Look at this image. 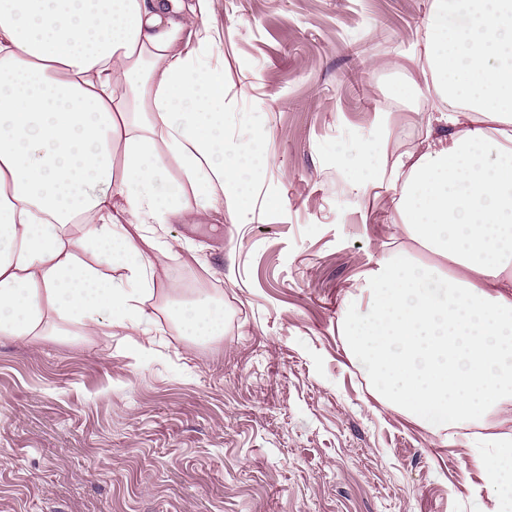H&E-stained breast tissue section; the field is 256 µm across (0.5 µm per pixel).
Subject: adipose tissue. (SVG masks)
Listing matches in <instances>:
<instances>
[{"mask_svg":"<svg viewBox=\"0 0 512 512\" xmlns=\"http://www.w3.org/2000/svg\"><path fill=\"white\" fill-rule=\"evenodd\" d=\"M210 3L185 23L181 0H0V333L149 334L155 241L128 225L170 223L188 189L203 213L250 207L261 136L224 146ZM422 54L448 136L398 160L394 222L434 260L384 255L345 343L381 398L440 433L512 402V0H432ZM117 261L120 281L101 272ZM173 323L212 343L224 306L200 294ZM479 462L512 512V442Z\"/></svg>","mask_w":512,"mask_h":512,"instance_id":"adipose-tissue-1","label":"adipose tissue"}]
</instances>
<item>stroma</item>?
<instances>
[{"label":"stroma","instance_id":"stroma-1","mask_svg":"<svg viewBox=\"0 0 512 512\" xmlns=\"http://www.w3.org/2000/svg\"><path fill=\"white\" fill-rule=\"evenodd\" d=\"M431 6L212 0L224 138L264 135L251 209L203 214L190 197L141 233L156 282L223 302L224 337L191 344L159 294L144 350L0 334V512H493L475 452L484 432L512 440V404L437 435L382 401L344 341L345 303L390 243L433 260L394 226L388 175L356 192L342 163L383 110L389 156L445 136L417 47Z\"/></svg>","mask_w":512,"mask_h":512}]
</instances>
